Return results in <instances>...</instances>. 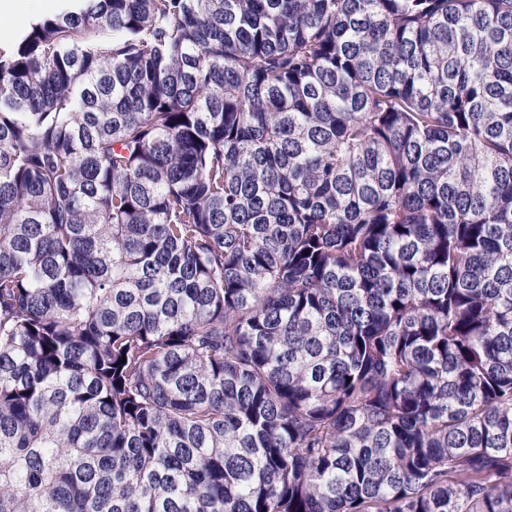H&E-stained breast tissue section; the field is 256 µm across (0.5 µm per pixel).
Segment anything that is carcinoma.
Wrapping results in <instances>:
<instances>
[{
	"instance_id": "obj_1",
	"label": "carcinoma",
	"mask_w": 512,
	"mask_h": 512,
	"mask_svg": "<svg viewBox=\"0 0 512 512\" xmlns=\"http://www.w3.org/2000/svg\"><path fill=\"white\" fill-rule=\"evenodd\" d=\"M0 512H512V0L0 47Z\"/></svg>"
}]
</instances>
